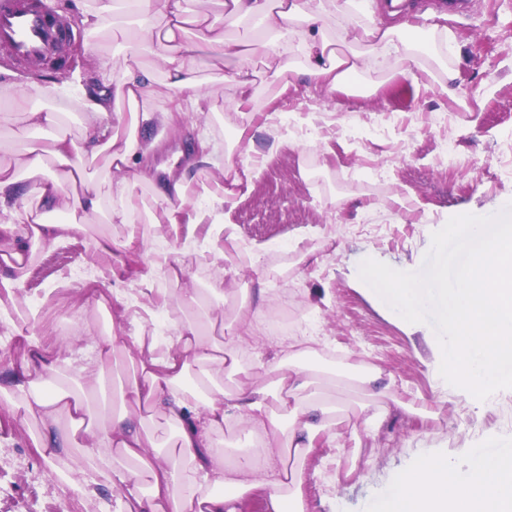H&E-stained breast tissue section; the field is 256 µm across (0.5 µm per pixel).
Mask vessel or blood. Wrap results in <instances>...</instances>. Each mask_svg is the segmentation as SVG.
Masks as SVG:
<instances>
[{
	"mask_svg": "<svg viewBox=\"0 0 512 512\" xmlns=\"http://www.w3.org/2000/svg\"><path fill=\"white\" fill-rule=\"evenodd\" d=\"M71 33L66 18L50 12L44 0H0V49L9 64L58 56Z\"/></svg>",
	"mask_w": 512,
	"mask_h": 512,
	"instance_id": "b4317fda",
	"label": "vessel or blood"
}]
</instances>
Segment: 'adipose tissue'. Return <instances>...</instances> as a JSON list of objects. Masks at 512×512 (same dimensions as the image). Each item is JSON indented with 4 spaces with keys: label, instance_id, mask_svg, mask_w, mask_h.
<instances>
[{
    "label": "adipose tissue",
    "instance_id": "1",
    "mask_svg": "<svg viewBox=\"0 0 512 512\" xmlns=\"http://www.w3.org/2000/svg\"><path fill=\"white\" fill-rule=\"evenodd\" d=\"M358 6L359 0H223L226 18H255L263 27V38L247 51L216 28L208 13H197L194 22L213 65L238 64L237 104L243 107L253 85L243 62L252 54L264 56L275 79L292 69L294 57H303L302 74L330 90L382 66L391 55L405 72L419 68L420 49L406 22L363 28L371 58L354 50L336 53L322 21L330 14L347 17ZM117 10L134 18L133 26L120 32L128 63L111 97L85 102L83 144L57 134L62 119L57 110L21 104L0 115L1 121L44 133L19 158L0 163V236L9 239L7 252L0 254V320H10L18 308L22 271L33 247L63 243L92 221L124 226L117 246L133 258L140 285L151 286L162 275L180 280L186 272L181 260L138 251L141 223L165 224L174 233L184 225L209 223L212 206L231 202L235 186L254 176L248 165L232 186L217 181L204 187L208 206L187 213V171L165 179L133 171L134 157L153 150L140 142L138 128L156 120L177 127L188 110H201L207 95L196 54L183 41L184 0H85L84 22L101 28ZM158 15L166 20L165 31L156 29ZM151 47L166 67L162 110L156 107L154 72L138 61ZM87 158L102 159L117 175L113 189L103 190L86 177ZM267 293L265 281L257 280L220 343L210 337V321L172 323L162 352L155 337L113 327L95 342V358L83 367L77 387L63 382L68 362L60 352L23 335L26 352L0 396L18 400L25 415L42 423L33 444L50 456L74 447L78 431L88 433L91 443L81 450L82 463L66 468V480L87 496L111 484L120 512H241L244 499L255 493L264 494L266 512H305L298 461L321 441H335L339 412L320 370L300 364L292 346L287 357L268 364L264 385L228 389L223 384L256 333ZM124 363L132 373L120 387L119 406H96L106 369ZM231 421L244 423L259 452L225 460L215 443ZM379 512H512V455L470 457L460 467L440 454L420 456L397 477Z\"/></svg>",
    "mask_w": 512,
    "mask_h": 512
}]
</instances>
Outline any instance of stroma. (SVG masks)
Instances as JSON below:
<instances>
[{"instance_id":"obj_1","label":"stroma","mask_w":512,"mask_h":512,"mask_svg":"<svg viewBox=\"0 0 512 512\" xmlns=\"http://www.w3.org/2000/svg\"><path fill=\"white\" fill-rule=\"evenodd\" d=\"M46 2L67 16L75 50L59 70L0 62V94L43 89L30 108L60 109L61 133L79 142L82 101L111 92L126 48L121 38L83 23V0ZM374 2L372 13L327 18L336 50L367 51V44L351 39L360 26L387 24L383 0ZM465 3L464 12L444 19L429 9L415 15L412 38L442 50L438 59H423L419 77L396 66L373 75L368 87L355 82L331 91L300 76L279 88L255 57L248 62L255 82L244 121L235 112V64L216 68L203 56V112H188L176 129L155 122L141 131L157 144L151 164L177 174L185 166L186 140L200 136L217 143V164L201 176L206 183L231 182L255 155L265 157L259 177L237 186L233 201L215 210L216 223L233 225L236 238L224 244L226 295L212 299L214 314L232 321L248 288L264 278L270 313L287 310L294 336L307 341L306 364L345 374L370 368L393 382L389 395L368 408L347 405L335 443L320 444L303 459L306 512H377L396 473L418 455L435 452L458 461L482 443L512 440V389L480 401L447 383L430 346L434 328L405 321L359 277L368 258L402 272L422 271L433 233L451 217L492 216L512 199V0ZM185 7L191 14L209 12L237 42L262 33L255 20L226 23L215 0H185ZM447 72L454 77L452 98L440 87ZM243 125L248 139L233 140ZM215 225L194 230L189 252L166 227L143 225L140 248L169 252L187 268L180 281L163 278L153 285L150 301H167L165 323L183 317L176 302L180 289L205 287L218 274L210 252ZM123 234L119 224L91 225L64 245L38 252L28 266L22 301L36 307L33 332L47 347L62 352L87 346L114 323L131 333L156 330L150 321L133 323L132 309L115 300L103 310L87 301L85 286L96 266L112 263L133 282L130 257L102 254L96 245ZM240 244L264 248L261 267L236 254ZM273 354L264 335H257L241 357L242 371L225 379V387L258 383ZM36 428L0 398V454L14 461L0 471V512H92L57 473L76 455L60 461L42 454L30 439Z\"/></svg>"}]
</instances>
